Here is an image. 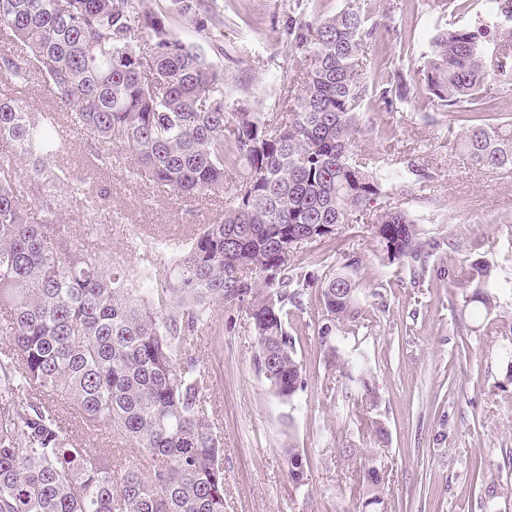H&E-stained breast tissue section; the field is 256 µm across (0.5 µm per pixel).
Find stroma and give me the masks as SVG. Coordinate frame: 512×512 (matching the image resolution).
Here are the masks:
<instances>
[{
    "instance_id": "35a3bbf8",
    "label": "stroma",
    "mask_w": 512,
    "mask_h": 512,
    "mask_svg": "<svg viewBox=\"0 0 512 512\" xmlns=\"http://www.w3.org/2000/svg\"><path fill=\"white\" fill-rule=\"evenodd\" d=\"M430 2L371 0L378 27L367 45L365 130L354 154L381 170L411 159L426 168L430 179L421 195L395 189L379 203L415 214L437 249L419 277L408 265L383 263L370 221L360 215L299 254L318 274L358 257L352 276L371 321L344 345L368 353L378 405L347 399L339 372L321 361L315 291L288 316L307 375L305 391L289 404L256 369L248 315L224 311L223 335L205 331L197 348L213 377L208 410L224 437V512H359L366 489L357 467L365 456L385 472L380 512H484L491 482L498 512H512V366L502 358L503 348L512 346V303L483 316L465 307L464 288L448 276L479 261L496 278H512V176L471 164L455 141L459 126L415 78L437 30L474 23L486 6L485 0H456L441 12ZM220 3V41L179 15L168 20L170 35L223 71L229 98L275 119L291 80L310 63L288 44L293 0ZM13 93L55 113L68 130L70 118L41 73ZM93 149L90 138L69 133L59 165L88 184L108 182L110 214L131 232L185 241L224 208L218 198L187 204L137 179L120 157L105 169L89 167ZM290 448L303 449L308 460L300 487L288 478ZM484 460L495 465L488 481L477 474Z\"/></svg>"
}]
</instances>
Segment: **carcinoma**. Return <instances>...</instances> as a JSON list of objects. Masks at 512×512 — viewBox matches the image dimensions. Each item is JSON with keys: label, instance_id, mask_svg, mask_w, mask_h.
Instances as JSON below:
<instances>
[{"label": "carcinoma", "instance_id": "obj_1", "mask_svg": "<svg viewBox=\"0 0 512 512\" xmlns=\"http://www.w3.org/2000/svg\"><path fill=\"white\" fill-rule=\"evenodd\" d=\"M488 20L438 32L417 70L429 98L462 125L472 163L512 173V123L475 107L512 90V0H488ZM367 3L352 0L324 20L303 9L288 17L290 46L310 58L293 108L269 124L230 102L224 73L170 37L172 14L212 35L219 0H169L163 12L143 0H0V78L23 84L33 61L69 109L72 128L105 150H123L142 179L186 199L226 198L224 218L204 224L185 246L131 237L142 265L88 248L65 208L84 217L104 209L110 188H90L58 168L63 142L54 119L0 92V512H224V440L207 400L212 376L196 343L215 308L243 309L257 339V368L290 403L307 379L288 332V307L316 290L315 327L328 366L345 389L376 403L365 355L339 357L338 336L365 317L352 279L330 268L318 276L296 262L301 245L336 235L395 182L412 195L428 177L409 160L383 172L354 159L361 132L364 48L373 37ZM493 46L501 53L479 55ZM382 259L425 263L437 243L397 206L373 211ZM275 269L271 279L265 272ZM471 289L465 304L490 314L512 297L474 263L457 272ZM88 436H119L139 451L117 469L112 455L68 434L58 408ZM378 495L382 469L360 463ZM288 478L304 485L300 451L288 449Z\"/></svg>", "mask_w": 512, "mask_h": 512}]
</instances>
